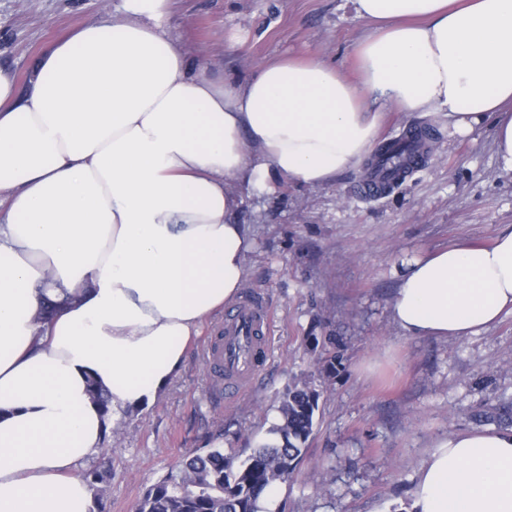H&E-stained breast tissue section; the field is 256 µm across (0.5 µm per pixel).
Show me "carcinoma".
<instances>
[{"label": "carcinoma", "instance_id": "carcinoma-1", "mask_svg": "<svg viewBox=\"0 0 512 512\" xmlns=\"http://www.w3.org/2000/svg\"><path fill=\"white\" fill-rule=\"evenodd\" d=\"M424 148L420 134L402 144L380 148L373 169L388 165L397 181ZM320 394L295 384L283 394L279 422L270 438L239 464L219 448L191 456L182 467L146 488L136 512H261L260 495L273 483H286L313 434ZM482 422L512 426V402L479 414Z\"/></svg>", "mask_w": 512, "mask_h": 512}]
</instances>
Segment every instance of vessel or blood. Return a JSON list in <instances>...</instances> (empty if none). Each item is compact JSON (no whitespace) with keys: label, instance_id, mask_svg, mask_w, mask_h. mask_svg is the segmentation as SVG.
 Wrapping results in <instances>:
<instances>
[{"label":"vessel or blood","instance_id":"b4317fda","mask_svg":"<svg viewBox=\"0 0 512 512\" xmlns=\"http://www.w3.org/2000/svg\"><path fill=\"white\" fill-rule=\"evenodd\" d=\"M269 330V310L258 297H245L225 312L205 352L224 393L236 394L253 384L266 356Z\"/></svg>","mask_w":512,"mask_h":512}]
</instances>
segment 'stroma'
<instances>
[{
    "label": "stroma",
    "mask_w": 512,
    "mask_h": 512,
    "mask_svg": "<svg viewBox=\"0 0 512 512\" xmlns=\"http://www.w3.org/2000/svg\"><path fill=\"white\" fill-rule=\"evenodd\" d=\"M120 0H0V65L26 88L43 54ZM169 23L216 73L240 79L281 57L318 58L353 75L372 25L353 0H173ZM433 128L429 158L398 187L366 194L363 168L287 194L238 183L253 245L243 287L273 315L264 367L226 399L203 355L211 314L179 374L147 408L108 427L82 474L110 471L92 512H134L144 490L222 440L248 456L278 422L288 386L320 393L314 433L275 512H410L418 466L477 411L512 396V313L464 338L403 336L391 305L405 262L456 243L491 244L512 225V173L491 127L448 134L441 115L383 113L378 144Z\"/></svg>",
    "instance_id": "obj_1"
}]
</instances>
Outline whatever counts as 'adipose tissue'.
<instances>
[{
  "mask_svg": "<svg viewBox=\"0 0 512 512\" xmlns=\"http://www.w3.org/2000/svg\"><path fill=\"white\" fill-rule=\"evenodd\" d=\"M375 24L357 81L319 59L241 82L191 57L171 0H122L42 57L0 68V512H89L80 473L109 420L150 405L242 286L251 240L232 181L320 187L374 145L379 114L492 121L512 171V0H353ZM409 337H466L512 312V226L409 262L391 306ZM112 401L104 417L90 387ZM413 512H512V429L423 459Z\"/></svg>",
  "mask_w": 512,
  "mask_h": 512,
  "instance_id": "obj_1",
  "label": "adipose tissue"
}]
</instances>
